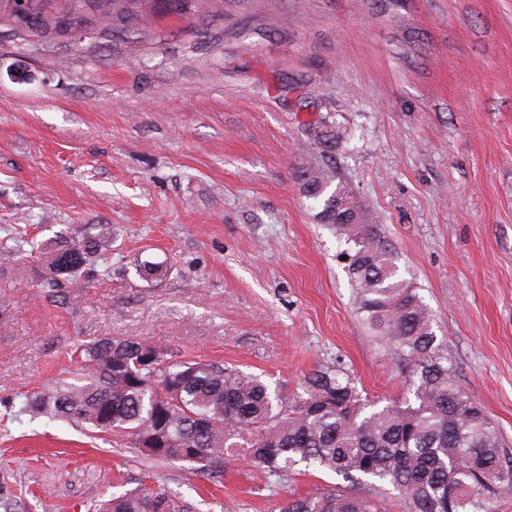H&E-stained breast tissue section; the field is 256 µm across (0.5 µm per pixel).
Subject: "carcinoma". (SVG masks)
Returning <instances> with one entry per match:
<instances>
[{
    "instance_id": "carcinoma-1",
    "label": "carcinoma",
    "mask_w": 512,
    "mask_h": 512,
    "mask_svg": "<svg viewBox=\"0 0 512 512\" xmlns=\"http://www.w3.org/2000/svg\"><path fill=\"white\" fill-rule=\"evenodd\" d=\"M224 0H27L18 14L0 0V27L18 36L61 33L63 27L146 29L158 13L186 18L222 13ZM310 135L320 158L295 179L314 219L336 234L354 306L368 330L410 367V399L385 405L363 396L349 376L324 368L290 399L235 366L191 359L133 337H99L75 349L82 383L61 380L26 397L23 411L61 418L112 436L159 460L185 463L213 482L224 464L247 456L268 477L296 466L328 469L367 493L328 486L287 501L280 512H380L368 492L388 483L403 512H491V501L512 491V448L483 407L457 384L438 341L429 306L399 272V256L379 225L354 201L331 154L346 130L326 119ZM110 224L61 231L39 249L33 274L40 294L62 304L112 255ZM146 278L167 276V262L138 264ZM255 438L243 443V434ZM193 505L161 487L142 485L102 501L97 512H192Z\"/></svg>"
}]
</instances>
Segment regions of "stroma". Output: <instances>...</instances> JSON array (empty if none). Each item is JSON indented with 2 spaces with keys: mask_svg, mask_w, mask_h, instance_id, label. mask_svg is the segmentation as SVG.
I'll return each mask as SVG.
<instances>
[{
  "mask_svg": "<svg viewBox=\"0 0 512 512\" xmlns=\"http://www.w3.org/2000/svg\"><path fill=\"white\" fill-rule=\"evenodd\" d=\"M278 27H270L271 19ZM332 117L336 171L433 310L459 386L512 445V0H224L146 31L0 34V248L117 229L107 272L64 305L33 281L0 296V489L18 512H93L141 479L196 512H279L230 461L222 483L71 422L21 414L76 369L77 344L143 338L260 375L285 397L337 367L374 399L409 371L356 315L333 232L294 171ZM170 259L161 280L136 264Z\"/></svg>",
  "mask_w": 512,
  "mask_h": 512,
  "instance_id": "1",
  "label": "stroma"
}]
</instances>
